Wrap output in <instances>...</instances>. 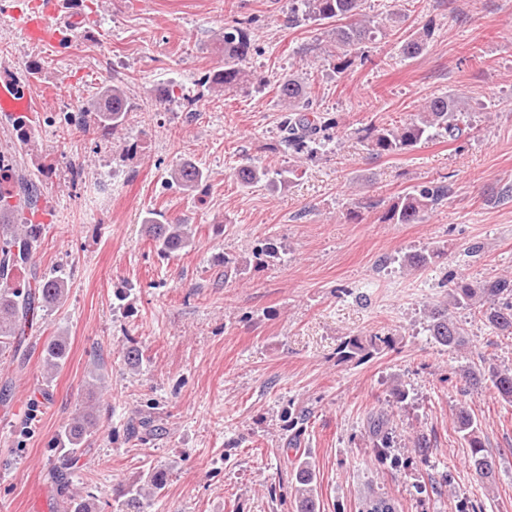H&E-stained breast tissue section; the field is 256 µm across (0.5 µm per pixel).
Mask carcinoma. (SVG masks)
I'll use <instances>...</instances> for the list:
<instances>
[{"instance_id":"carcinoma-1","label":"carcinoma","mask_w":512,"mask_h":512,"mask_svg":"<svg viewBox=\"0 0 512 512\" xmlns=\"http://www.w3.org/2000/svg\"><path fill=\"white\" fill-rule=\"evenodd\" d=\"M294 18L336 23L327 31V56L337 60L336 73L341 74L351 60L355 47L375 36L374 20L364 8L365 0H292ZM349 23H344V20ZM425 32L411 33L402 42L400 53L409 58L417 55L427 40ZM220 44L224 49V67L205 77L217 93L242 91L251 85H265L267 80L246 69L254 51L251 29L246 23L231 20L224 23ZM276 97L286 115L281 126L282 142L295 155H309L322 145L321 134L330 122L315 115L310 92L305 84L290 74L276 80ZM133 104L124 87L112 83L102 87L99 95L82 108L80 115L103 133L115 134L128 122ZM467 102L454 94H443L428 99L408 122L392 127L371 124L362 129V139L378 156L398 154L420 142L440 134L456 140L464 133L462 123L467 117ZM87 121V122H89ZM82 122V127H87ZM298 176V166L278 170L257 166L240 168L236 177L243 185L264 182L272 186H286ZM210 175L196 163L185 160L170 173L169 184L190 194L207 184ZM10 182L12 188L0 190V361L14 357L17 346L32 331L41 313L60 303L66 295L67 279L61 275L49 276L37 271L34 255L40 246L41 227L28 223L26 214L38 205V189L15 161L0 156V184ZM448 197V186L422 185L397 198L380 220L390 224H419L425 213ZM147 233L157 253L174 256L192 246L196 230L183 220L175 222L150 212L144 218ZM28 269L27 283L14 284V270ZM478 307L482 317L501 336L512 337V275H500L470 281L461 278L448 292V301L433 306L428 312L427 330L434 341L443 347L461 349L466 338L449 317L448 307ZM68 358L67 338L53 337L44 346L41 362L46 374L53 375ZM463 378L469 386H490L498 397L512 403V367H492L488 371L467 370ZM96 427L93 407L87 406L76 414L54 444L69 456L77 453ZM456 428L471 448L470 466L482 479L495 474V458L485 448L478 425L465 407L456 414ZM375 447L379 448V462L388 460L392 433L378 418L372 422ZM167 474L156 469L133 482L126 490L129 498L126 509L140 508L143 497L159 493L165 486ZM60 512H96L94 496L71 487L67 477H56ZM295 512H317V477L312 465L301 462L291 485Z\"/></svg>"}]
</instances>
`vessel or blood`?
Listing matches in <instances>:
<instances>
[{"label":"vessel or blood","mask_w":512,"mask_h":512,"mask_svg":"<svg viewBox=\"0 0 512 512\" xmlns=\"http://www.w3.org/2000/svg\"><path fill=\"white\" fill-rule=\"evenodd\" d=\"M11 23L18 34L33 45L59 46L68 30L58 19L56 0H24L9 8ZM32 99L14 69L0 70V112L23 118L31 112Z\"/></svg>","instance_id":"obj_1"}]
</instances>
